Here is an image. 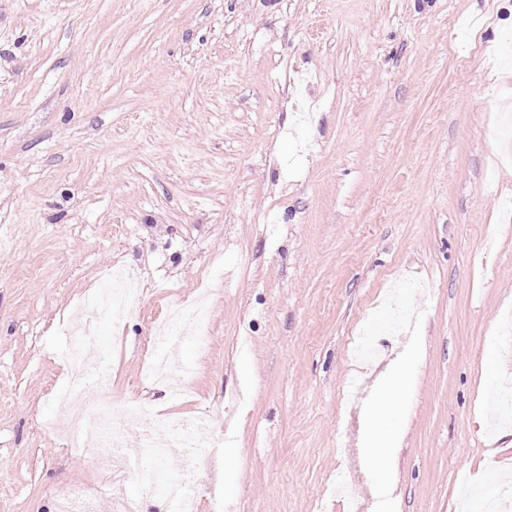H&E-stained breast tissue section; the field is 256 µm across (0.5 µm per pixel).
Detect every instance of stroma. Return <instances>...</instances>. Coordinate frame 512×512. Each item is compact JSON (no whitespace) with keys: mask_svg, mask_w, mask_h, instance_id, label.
Segmentation results:
<instances>
[{"mask_svg":"<svg viewBox=\"0 0 512 512\" xmlns=\"http://www.w3.org/2000/svg\"><path fill=\"white\" fill-rule=\"evenodd\" d=\"M491 100L512 110V0H0V512H59L71 484L98 512L171 508L41 427L70 379L59 326L116 265L144 314L92 326L104 383L211 421L192 512H484L465 483L512 470L489 426L512 381ZM204 281L188 372L142 381L150 318ZM389 296L412 325L388 331Z\"/></svg>","mask_w":512,"mask_h":512,"instance_id":"35a3bbf8","label":"stroma"}]
</instances>
